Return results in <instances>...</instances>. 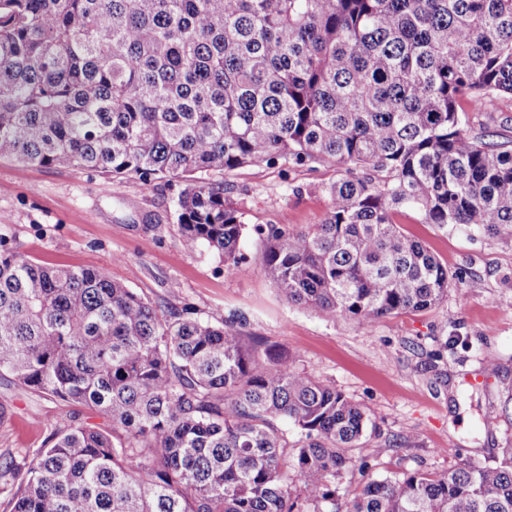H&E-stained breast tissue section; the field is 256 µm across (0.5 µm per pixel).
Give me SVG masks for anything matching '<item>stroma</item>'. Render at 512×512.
I'll use <instances>...</instances> for the list:
<instances>
[{
	"label": "stroma",
	"mask_w": 512,
	"mask_h": 512,
	"mask_svg": "<svg viewBox=\"0 0 512 512\" xmlns=\"http://www.w3.org/2000/svg\"><path fill=\"white\" fill-rule=\"evenodd\" d=\"M462 117L472 131L487 127L512 139L511 95ZM337 176L330 160L247 165L224 175L247 226L244 260L230 270L209 249L184 247L175 215L181 187L164 179L147 187L135 177L1 158L0 224L32 260L103 270L158 309L188 307L214 324L243 316L245 342L286 347L304 372L369 408L376 429L367 448L380 474L495 460L512 443V235L442 230L400 210L396 223L447 267V298L370 326L326 320L289 304L264 277V246L253 228L323 223L330 208L325 188ZM487 356L498 359L499 376L482 377ZM486 414L497 416L494 430L481 427ZM73 423L107 421L0 373V452L33 461L55 430ZM402 437L414 446L399 453L389 443Z\"/></svg>",
	"instance_id": "stroma-1"
}]
</instances>
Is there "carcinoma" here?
Instances as JSON below:
<instances>
[{
    "label": "carcinoma",
    "mask_w": 512,
    "mask_h": 512,
    "mask_svg": "<svg viewBox=\"0 0 512 512\" xmlns=\"http://www.w3.org/2000/svg\"><path fill=\"white\" fill-rule=\"evenodd\" d=\"M504 94L512 0H0V158L181 182L184 246L228 269L246 227L215 176L344 169L325 223L255 227L263 275L332 321L447 297L401 207L512 234V140L459 110ZM0 372L109 422L53 433L26 467L0 454L11 512H512V444L492 465L376 475L368 409L288 350L36 263L2 232Z\"/></svg>",
    "instance_id": "cac0c4a2"
}]
</instances>
